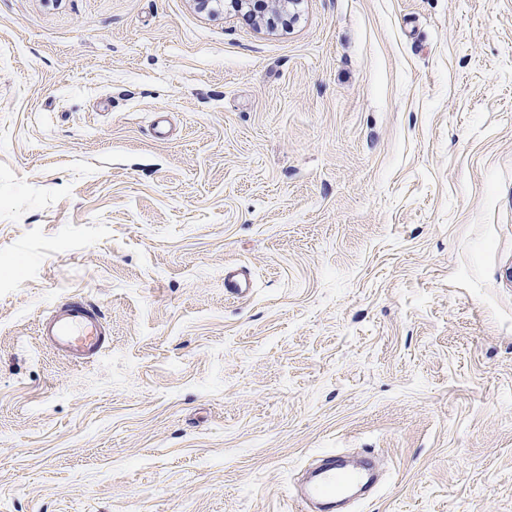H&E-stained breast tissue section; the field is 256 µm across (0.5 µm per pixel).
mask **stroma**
I'll return each mask as SVG.
<instances>
[{
  "label": "stroma",
  "mask_w": 512,
  "mask_h": 512,
  "mask_svg": "<svg viewBox=\"0 0 512 512\" xmlns=\"http://www.w3.org/2000/svg\"><path fill=\"white\" fill-rule=\"evenodd\" d=\"M294 12L0 0V512H512V0ZM36 332L41 343L75 359L95 357L109 344L105 316L88 298L56 303L40 319ZM325 469L318 471L314 475L312 483L309 485L305 499H302L304 504L307 501H317L322 505L323 510H328L332 507L333 500L336 495L340 493L343 486L349 482V485L358 484L364 479L363 473L346 474L336 471V461L333 459L330 463L323 466Z\"/></svg>",
  "instance_id": "35a3bbf8"
}]
</instances>
